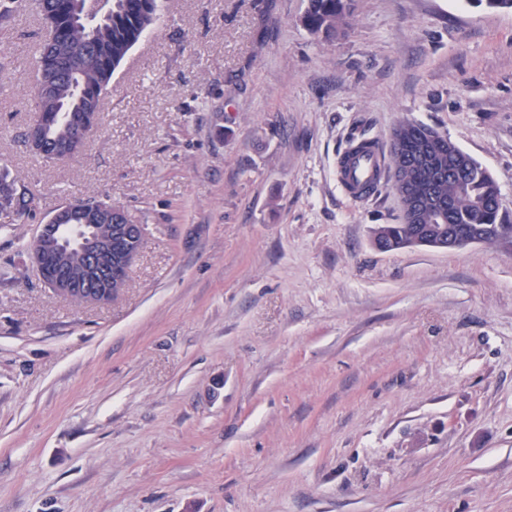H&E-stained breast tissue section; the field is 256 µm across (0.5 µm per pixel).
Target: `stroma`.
Returning <instances> with one entry per match:
<instances>
[{
	"label": "stroma",
	"instance_id": "1",
	"mask_svg": "<svg viewBox=\"0 0 512 512\" xmlns=\"http://www.w3.org/2000/svg\"><path fill=\"white\" fill-rule=\"evenodd\" d=\"M168 0L83 153L47 164L34 5L0 19V512H512V239L382 251L391 181L336 161L398 122L448 136L512 223V11ZM146 227L111 303L56 298L27 247L72 199ZM354 0H308L300 22L313 35L345 32L353 16ZM345 152L336 162V179L342 190L353 200L369 194L371 187L381 182L385 168L384 152L378 142L372 148ZM41 198L24 185H18L9 173H0V211L13 213L18 220L26 221L36 217L40 210Z\"/></svg>",
	"mask_w": 512,
	"mask_h": 512
}]
</instances>
